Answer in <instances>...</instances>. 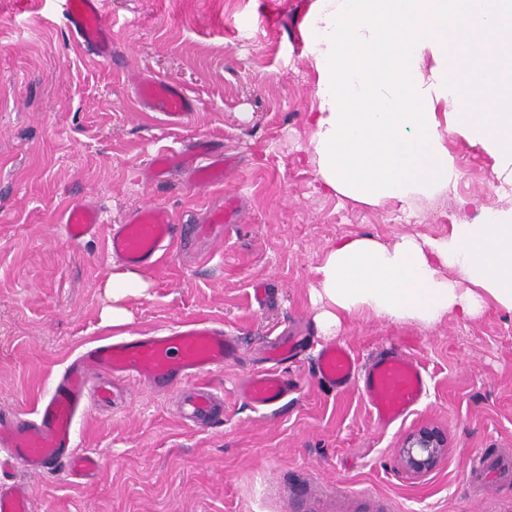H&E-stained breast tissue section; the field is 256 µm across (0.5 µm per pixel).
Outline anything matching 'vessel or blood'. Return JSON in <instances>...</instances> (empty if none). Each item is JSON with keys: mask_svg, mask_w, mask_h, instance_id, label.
<instances>
[{"mask_svg": "<svg viewBox=\"0 0 512 512\" xmlns=\"http://www.w3.org/2000/svg\"><path fill=\"white\" fill-rule=\"evenodd\" d=\"M64 26L74 42L99 62L112 61V32L104 20V0H61ZM137 98L145 109L159 114L163 123L179 126L188 121L198 101L170 83L143 76L137 82ZM201 163L193 167L194 184L213 186L223 182L227 158L200 146ZM239 201L227 197L197 224H178L169 209L148 204L131 213L124 223L113 225L105 248L122 262L154 269L172 240L191 246L199 239H220L224 228L238 220ZM62 230L73 244H81L100 230L95 206L77 202L64 213ZM301 343L292 336L269 351L270 367L254 372L241 396L256 409H268L287 399L291 385L279 369ZM238 344L223 323L190 320L168 331L120 336L85 348L64 370L53 392L44 399L34 418L0 416V512H33L30 496L15 479L17 472L36 475L66 471L86 476L99 471L100 461L74 451V427L86 415L91 402H109L110 387L101 374L133 381L174 394L179 420L201 430L222 422L224 398L203 379L224 364L236 360ZM320 380L343 391L361 380V395L375 423L388 429L403 421L427 393L424 371L408 355L385 352L360 364L352 350L340 344L325 345L317 356Z\"/></svg>", "mask_w": 512, "mask_h": 512, "instance_id": "1", "label": "vessel or blood"}]
</instances>
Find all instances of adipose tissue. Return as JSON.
Wrapping results in <instances>:
<instances>
[{
  "label": "adipose tissue",
  "mask_w": 512,
  "mask_h": 512,
  "mask_svg": "<svg viewBox=\"0 0 512 512\" xmlns=\"http://www.w3.org/2000/svg\"><path fill=\"white\" fill-rule=\"evenodd\" d=\"M512 0H312L303 38L317 108L307 161L320 184L370 207L402 210L447 196L456 132L512 186ZM318 320L370 310L432 323L478 317L486 300L512 312V207L486 209L448 236L332 246L318 270Z\"/></svg>",
  "instance_id": "1"
}]
</instances>
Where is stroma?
Returning a JSON list of instances; mask_svg holds the SVG:
<instances>
[{
  "label": "stroma",
  "mask_w": 512,
  "mask_h": 512,
  "mask_svg": "<svg viewBox=\"0 0 512 512\" xmlns=\"http://www.w3.org/2000/svg\"><path fill=\"white\" fill-rule=\"evenodd\" d=\"M311 2L104 0L113 68L72 42L55 0H0V413L34 414L84 346L109 336L207 317L240 346L207 378L224 395L222 424L189 429L170 394L118 383L115 404L93 405L77 425L75 450L100 459L97 473H18L34 512H368L373 498L390 512H512V478L470 475L477 456H512V312L491 302L478 318L429 324L369 312L327 330L317 298V270L337 240L444 237L485 208L512 206V191L498 190L485 152L452 135L456 185L413 214L324 192L303 161L317 105L300 33ZM144 74L197 94L183 126L144 111L134 90ZM204 139L232 160L223 185L194 189L187 166L148 178L153 155L188 156ZM224 195L238 197L240 221L223 243L171 248L142 271L147 289L125 300L129 324H104L113 261L102 235L71 245L63 211L89 203L106 231L153 202L190 224ZM296 331L304 348L281 366L296 389L256 411L239 387L263 368L269 340ZM330 343L363 361L383 348L414 357L428 376L424 400L378 428L357 388L318 379L315 356ZM425 427L447 449L417 475L399 450Z\"/></svg>",
  "instance_id": "obj_1"
}]
</instances>
